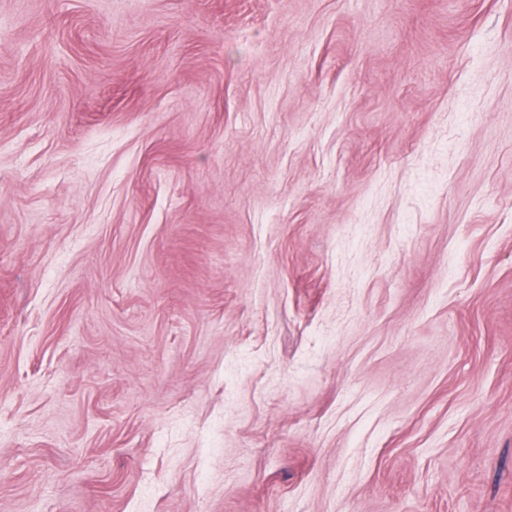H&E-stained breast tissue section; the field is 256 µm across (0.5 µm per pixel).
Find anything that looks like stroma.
I'll return each mask as SVG.
<instances>
[{
    "label": "stroma",
    "instance_id": "stroma-1",
    "mask_svg": "<svg viewBox=\"0 0 512 512\" xmlns=\"http://www.w3.org/2000/svg\"><path fill=\"white\" fill-rule=\"evenodd\" d=\"M0 512H512V0H0Z\"/></svg>",
    "mask_w": 512,
    "mask_h": 512
}]
</instances>
